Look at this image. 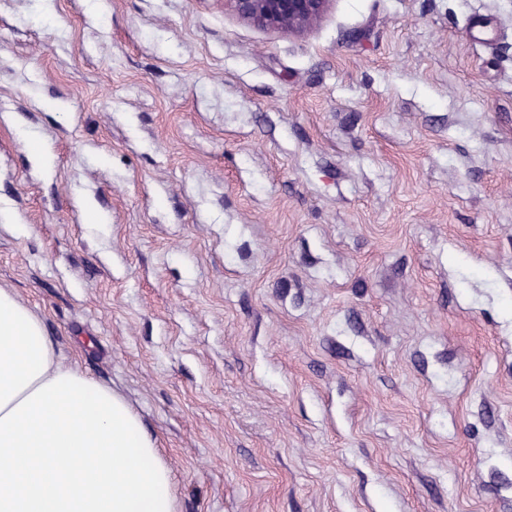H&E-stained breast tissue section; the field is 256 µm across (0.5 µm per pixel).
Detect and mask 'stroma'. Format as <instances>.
<instances>
[{"instance_id": "obj_1", "label": "stroma", "mask_w": 512, "mask_h": 512, "mask_svg": "<svg viewBox=\"0 0 512 512\" xmlns=\"http://www.w3.org/2000/svg\"><path fill=\"white\" fill-rule=\"evenodd\" d=\"M0 288L176 512H512V0H0ZM242 21L273 32L301 34L326 13L332 0H225Z\"/></svg>"}]
</instances>
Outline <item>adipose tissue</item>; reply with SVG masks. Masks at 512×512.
I'll return each mask as SVG.
<instances>
[{"label":"adipose tissue","instance_id":"ef3b65f1","mask_svg":"<svg viewBox=\"0 0 512 512\" xmlns=\"http://www.w3.org/2000/svg\"><path fill=\"white\" fill-rule=\"evenodd\" d=\"M0 512H175L173 477L126 399L63 366L0 288Z\"/></svg>","mask_w":512,"mask_h":512}]
</instances>
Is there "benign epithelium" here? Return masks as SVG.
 Wrapping results in <instances>:
<instances>
[{
	"instance_id": "7a95c632",
	"label": "benign epithelium",
	"mask_w": 512,
	"mask_h": 512,
	"mask_svg": "<svg viewBox=\"0 0 512 512\" xmlns=\"http://www.w3.org/2000/svg\"><path fill=\"white\" fill-rule=\"evenodd\" d=\"M242 21L273 32L301 34L314 26L333 0H226Z\"/></svg>"
}]
</instances>
